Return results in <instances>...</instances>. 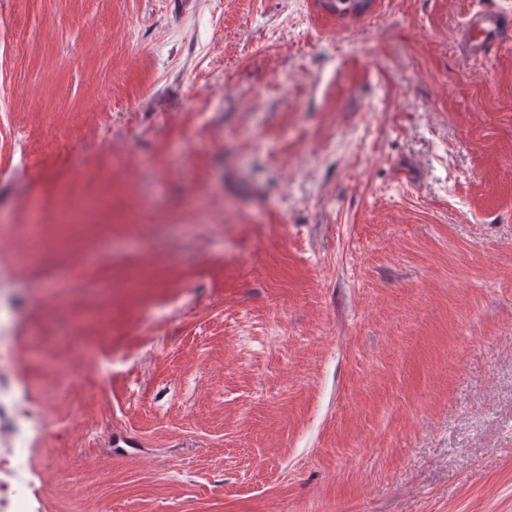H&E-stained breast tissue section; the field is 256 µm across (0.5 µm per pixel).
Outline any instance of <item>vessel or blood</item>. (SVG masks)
I'll list each match as a JSON object with an SVG mask.
<instances>
[{"mask_svg":"<svg viewBox=\"0 0 512 512\" xmlns=\"http://www.w3.org/2000/svg\"><path fill=\"white\" fill-rule=\"evenodd\" d=\"M512 41V11L487 10L474 13L460 33L462 51L479 59H490L503 43Z\"/></svg>","mask_w":512,"mask_h":512,"instance_id":"obj_1","label":"vessel or blood"}]
</instances>
